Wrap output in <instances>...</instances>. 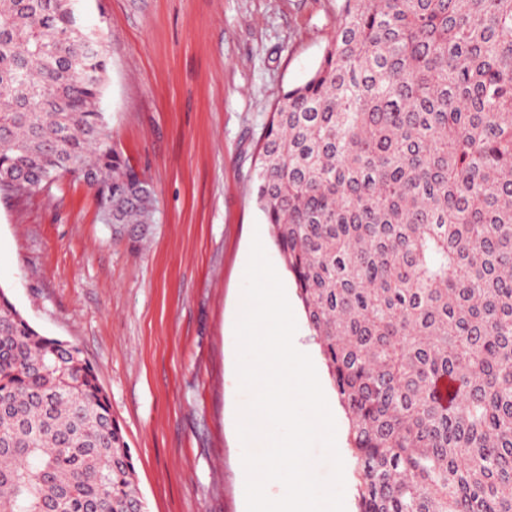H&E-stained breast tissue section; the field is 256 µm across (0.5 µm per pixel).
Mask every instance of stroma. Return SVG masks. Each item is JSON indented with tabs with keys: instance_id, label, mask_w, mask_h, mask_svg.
Returning a JSON list of instances; mask_svg holds the SVG:
<instances>
[{
	"instance_id": "1",
	"label": "stroma",
	"mask_w": 512,
	"mask_h": 512,
	"mask_svg": "<svg viewBox=\"0 0 512 512\" xmlns=\"http://www.w3.org/2000/svg\"><path fill=\"white\" fill-rule=\"evenodd\" d=\"M341 0H82L108 61L112 146L156 211L143 245L110 233L94 192L62 177L0 191V289L95 369L147 512H246L236 373L253 239L295 293L252 185L282 95L305 83Z\"/></svg>"
}]
</instances>
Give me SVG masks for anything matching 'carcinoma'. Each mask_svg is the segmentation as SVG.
I'll list each match as a JSON object with an SVG mask.
<instances>
[{
  "mask_svg": "<svg viewBox=\"0 0 512 512\" xmlns=\"http://www.w3.org/2000/svg\"><path fill=\"white\" fill-rule=\"evenodd\" d=\"M106 71L70 0H0V181L81 178L136 240L155 197L106 133ZM254 194L347 415L358 512H512V0H342ZM0 512H146L94 368L2 289Z\"/></svg>",
  "mask_w": 512,
  "mask_h": 512,
  "instance_id": "1",
  "label": "carcinoma"
}]
</instances>
